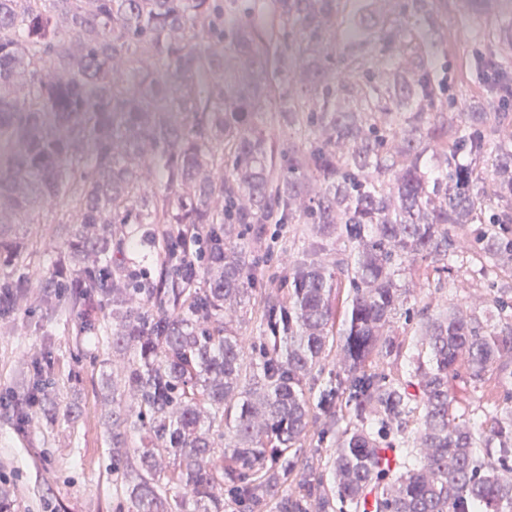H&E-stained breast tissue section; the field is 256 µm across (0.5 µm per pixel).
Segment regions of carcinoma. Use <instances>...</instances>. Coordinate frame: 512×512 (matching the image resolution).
I'll return each instance as SVG.
<instances>
[{"instance_id":"obj_1","label":"carcinoma","mask_w":512,"mask_h":512,"mask_svg":"<svg viewBox=\"0 0 512 512\" xmlns=\"http://www.w3.org/2000/svg\"><path fill=\"white\" fill-rule=\"evenodd\" d=\"M257 2L0 0V254L22 267L0 282V316L36 280L47 304L82 315L81 333L100 330L98 307L112 321L118 512H512V396L477 432L456 422L450 385L512 359V288L491 298L497 325L453 301L395 331L404 272L440 291L459 236L512 224V57L477 28L487 105L449 114L429 0L397 20L409 52L396 60L367 16L353 21L352 77L334 85L324 39L341 0H271L269 29L251 20ZM141 54L156 70L135 66ZM297 56L310 67L296 79ZM272 108L304 128L300 145L266 134ZM147 160L161 191L142 184ZM58 198L61 223L80 225L71 249L92 259L68 293L30 274L17 241ZM120 224L168 225L158 278L126 263ZM270 224L300 225L279 273L259 255ZM479 241L486 271L512 268L511 237ZM333 352L339 371L316 395ZM28 390L56 414L39 380ZM317 429L336 435L329 480L302 460Z\"/></svg>"}]
</instances>
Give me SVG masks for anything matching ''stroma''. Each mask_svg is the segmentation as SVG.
I'll return each instance as SVG.
<instances>
[{
	"mask_svg": "<svg viewBox=\"0 0 512 512\" xmlns=\"http://www.w3.org/2000/svg\"><path fill=\"white\" fill-rule=\"evenodd\" d=\"M406 0H346V16L363 7L366 16L379 22L397 17ZM487 7L474 13L471 0H433V9L442 23L445 50L434 71V80L446 84L450 92L444 106L458 113L482 102L486 87L481 82L485 49L470 36L474 25L500 29V50L512 56V12H505L500 0H486ZM339 19L336 31L327 36L326 46L340 56L348 25ZM66 208L61 201L44 204L42 222L36 234L26 238L31 267L49 275L70 272L69 242L76 225L62 223ZM472 237L459 239L453 271L443 290L418 288L406 304L417 311L424 304H446L458 298L482 310L489 306L493 289L512 282V276H485L472 261ZM79 319L56 314L29 292L11 315L0 318V486L18 492L12 512H115L118 497L112 483V450L105 437L103 400L104 378L111 373V351L105 334L78 335ZM49 366L48 390L59 409L78 406V423L58 418L40 420L19 428L13 409L26 404L28 394L20 383L21 374L31 372L33 362ZM458 408L466 421L484 419L487 396L503 399L512 392V375L494 370L481 385L452 383Z\"/></svg>",
	"mask_w": 512,
	"mask_h": 512,
	"instance_id": "35a3bbf8",
	"label": "stroma"
}]
</instances>
